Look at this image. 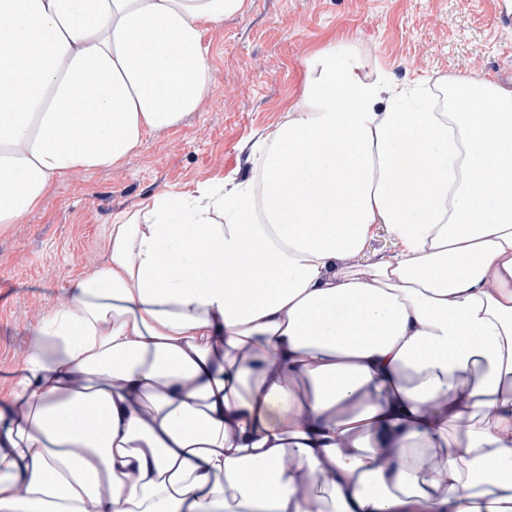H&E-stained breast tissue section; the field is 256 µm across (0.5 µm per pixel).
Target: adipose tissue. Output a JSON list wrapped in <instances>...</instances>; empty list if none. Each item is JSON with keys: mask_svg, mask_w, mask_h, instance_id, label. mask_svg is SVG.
<instances>
[{"mask_svg": "<svg viewBox=\"0 0 512 512\" xmlns=\"http://www.w3.org/2000/svg\"><path fill=\"white\" fill-rule=\"evenodd\" d=\"M244 10L0 0V224L178 126ZM306 67L251 179L116 217L32 330L0 512H512V92ZM399 252L396 240L390 235L383 224L373 225L372 234L367 241L360 263L369 265L377 259L394 261Z\"/></svg>", "mask_w": 512, "mask_h": 512, "instance_id": "ef3b65f1", "label": "adipose tissue"}]
</instances>
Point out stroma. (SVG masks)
<instances>
[{
    "label": "stroma",
    "instance_id": "35a3bbf8",
    "mask_svg": "<svg viewBox=\"0 0 512 512\" xmlns=\"http://www.w3.org/2000/svg\"><path fill=\"white\" fill-rule=\"evenodd\" d=\"M208 94L180 125L145 137L119 165L79 170L0 225V389L22 378L29 335L69 280L108 257L119 214L155 193L250 178L266 136L297 111L305 62L328 43L386 85L477 75L512 89V0H247L207 26Z\"/></svg>",
    "mask_w": 512,
    "mask_h": 512
}]
</instances>
